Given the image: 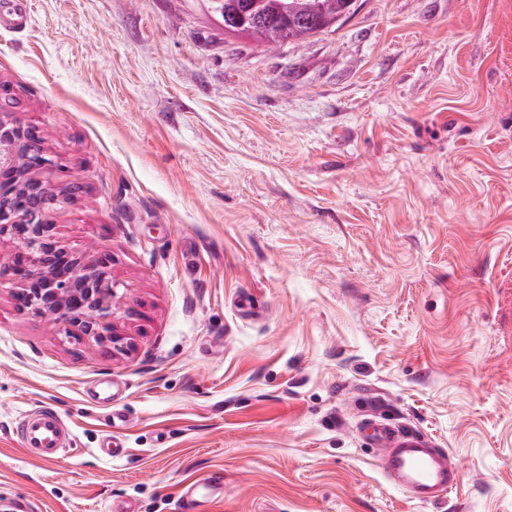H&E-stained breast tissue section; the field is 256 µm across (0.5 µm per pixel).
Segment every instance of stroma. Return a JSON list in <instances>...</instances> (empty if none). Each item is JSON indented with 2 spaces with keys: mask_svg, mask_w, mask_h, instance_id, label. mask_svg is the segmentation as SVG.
Returning <instances> with one entry per match:
<instances>
[{
  "mask_svg": "<svg viewBox=\"0 0 512 512\" xmlns=\"http://www.w3.org/2000/svg\"><path fill=\"white\" fill-rule=\"evenodd\" d=\"M29 6L0 118L39 135L129 347L0 280V502L180 512L219 470L202 512H512V0H358L276 51L197 0ZM41 405L71 431L50 462L10 433ZM367 420L444 448L457 486L390 488Z\"/></svg>",
  "mask_w": 512,
  "mask_h": 512,
  "instance_id": "stroma-1",
  "label": "stroma"
}]
</instances>
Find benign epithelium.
Wrapping results in <instances>:
<instances>
[{
	"instance_id": "1",
	"label": "benign epithelium",
	"mask_w": 512,
	"mask_h": 512,
	"mask_svg": "<svg viewBox=\"0 0 512 512\" xmlns=\"http://www.w3.org/2000/svg\"><path fill=\"white\" fill-rule=\"evenodd\" d=\"M16 132L0 118V182L8 175L13 186L12 192L0 194V239L15 244L6 269L16 285L14 296L25 298L28 308L51 323L117 349L122 338L105 322L121 301L117 283L105 262H87L59 244L50 218L55 196L43 181L26 177V171L43 168L50 160L35 143L31 155L39 165L25 166L16 148Z\"/></svg>"
}]
</instances>
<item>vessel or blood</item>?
<instances>
[{
	"mask_svg": "<svg viewBox=\"0 0 512 512\" xmlns=\"http://www.w3.org/2000/svg\"><path fill=\"white\" fill-rule=\"evenodd\" d=\"M30 23L26 0H8L0 10V26L24 28ZM23 453L36 460H51L66 448L70 434L58 413L44 406L21 414L13 426ZM367 440L380 451L379 465L386 483L411 500L435 503L459 481V472L446 450L436 447L423 434L400 430L378 422L366 427ZM224 485L222 472L209 474L202 487L187 486L182 493L186 512H191L196 491L215 492Z\"/></svg>",
	"mask_w": 512,
	"mask_h": 512,
	"instance_id": "b4317fda",
	"label": "vessel or blood"
}]
</instances>
